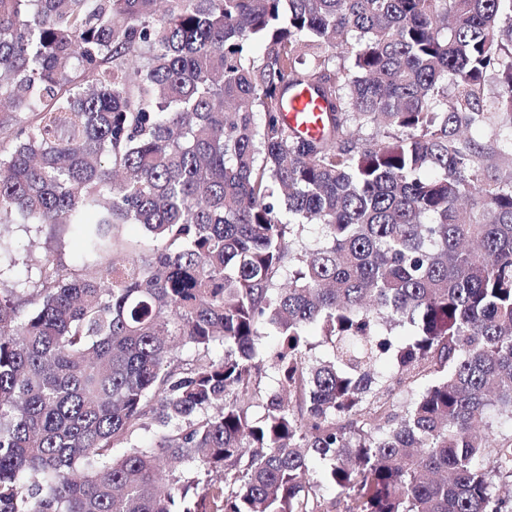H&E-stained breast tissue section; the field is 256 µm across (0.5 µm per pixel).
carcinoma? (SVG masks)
<instances>
[{"instance_id": "cac0c4a2", "label": "carcinoma", "mask_w": 512, "mask_h": 512, "mask_svg": "<svg viewBox=\"0 0 512 512\" xmlns=\"http://www.w3.org/2000/svg\"><path fill=\"white\" fill-rule=\"evenodd\" d=\"M484 130L512 160V0H0V224L88 262L0 269V512H321L313 454L345 512H512ZM285 112L289 122L304 134L313 135L320 127V103L307 90L292 95ZM2 236L14 250L12 258L15 266L9 267L11 270L6 273L11 279L28 277L35 281L38 278V260L46 253L60 258L68 269L83 268L79 242L62 225L43 226L36 231L27 224H8L2 228ZM380 371L383 373V376L386 377V379H388L387 384L391 383L392 385L394 381L390 377L392 369L390 367L381 368ZM427 382L428 379L422 377L414 381L408 380L407 382H404L402 384L395 383L394 385H392L393 391L388 397V403L390 405H394L395 410H402L413 400L415 395L424 388Z\"/></svg>"}]
</instances>
